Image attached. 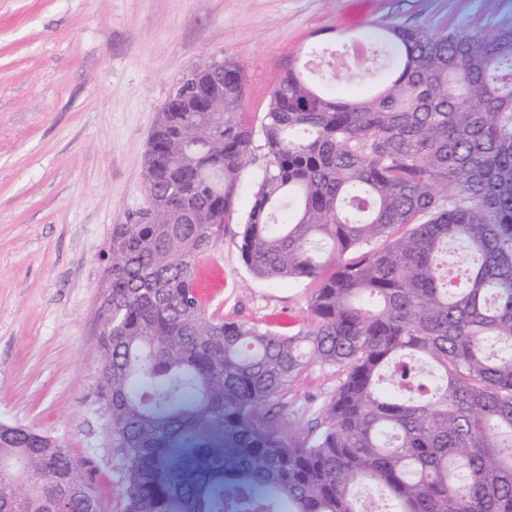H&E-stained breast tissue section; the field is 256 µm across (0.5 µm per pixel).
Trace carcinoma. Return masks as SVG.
Segmentation results:
<instances>
[{
  "label": "carcinoma",
  "mask_w": 512,
  "mask_h": 512,
  "mask_svg": "<svg viewBox=\"0 0 512 512\" xmlns=\"http://www.w3.org/2000/svg\"><path fill=\"white\" fill-rule=\"evenodd\" d=\"M363 47L389 62L380 91L340 98L291 65L259 147L236 62L193 68L159 112L146 206L103 269L122 512H360L374 488L388 512H512V26L389 25ZM259 148L244 263L316 282L288 332L216 320L194 288ZM311 364L343 379L294 448L262 407ZM0 512L98 505L60 444L1 424Z\"/></svg>",
  "instance_id": "cac0c4a2"
}]
</instances>
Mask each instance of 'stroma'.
Segmentation results:
<instances>
[{
  "instance_id": "1",
  "label": "stroma",
  "mask_w": 512,
  "mask_h": 512,
  "mask_svg": "<svg viewBox=\"0 0 512 512\" xmlns=\"http://www.w3.org/2000/svg\"><path fill=\"white\" fill-rule=\"evenodd\" d=\"M512 24V0H0V423L51 437L94 475L100 512L122 507V451L102 387L106 243L146 204L149 134L192 67L245 72L259 125L287 65L337 95L374 91L330 60L375 27L441 35ZM264 160L241 176L219 241L196 267L200 301L224 321L300 326L309 279L255 278L241 232ZM342 373L310 365L265 405L293 445L319 433Z\"/></svg>"
}]
</instances>
